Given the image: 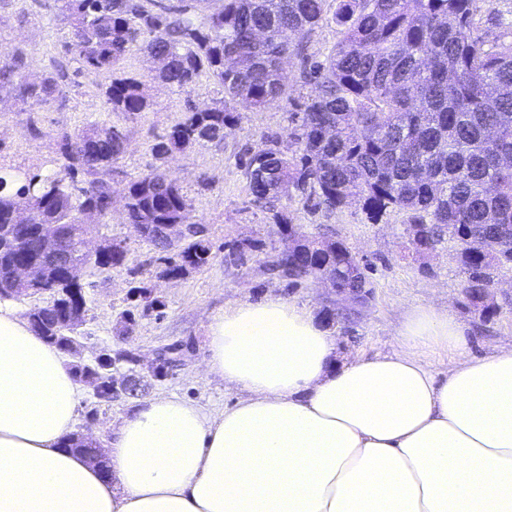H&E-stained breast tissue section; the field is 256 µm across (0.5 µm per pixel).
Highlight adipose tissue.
Instances as JSON below:
<instances>
[{"mask_svg":"<svg viewBox=\"0 0 512 512\" xmlns=\"http://www.w3.org/2000/svg\"><path fill=\"white\" fill-rule=\"evenodd\" d=\"M395 341L342 361L288 299L220 308L204 371L242 399L141 401L103 472L64 446L83 398L71 361L0 302V512H512V345L469 358L430 307Z\"/></svg>","mask_w":512,"mask_h":512,"instance_id":"1","label":"adipose tissue"}]
</instances>
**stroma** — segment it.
Here are the masks:
<instances>
[{"instance_id": "35a3bbf8", "label": "stroma", "mask_w": 512, "mask_h": 512, "mask_svg": "<svg viewBox=\"0 0 512 512\" xmlns=\"http://www.w3.org/2000/svg\"><path fill=\"white\" fill-rule=\"evenodd\" d=\"M65 36L53 14L37 0H0V50L23 54L26 78L38 80L53 72L65 57ZM336 41L335 28L316 27L304 40V53L287 59L284 73L291 86L287 97L261 110H241L239 121L226 129L222 144H199L165 160V167L192 202L193 221L207 226L213 244L209 265L177 279L161 276L158 250L126 223L124 194L131 182L154 165L153 143L182 119L187 102L202 107L211 103L214 93L209 82L200 80L187 92L149 79L151 105L132 119L106 111L101 96L106 78L93 72L72 77L63 104L40 112L22 111L10 90L0 91V164L51 175L63 163L59 152L63 134L74 135L104 122L121 127L126 135L125 154L99 173L112 184V212L90 239L94 245L107 238L121 242L125 260L109 270H82L80 281L89 312L71 358L88 364L104 351L132 352L136 363H117L115 376L135 370L148 379L146 396L175 394L220 412L240 394L204 373L205 327L213 311L244 299L280 296L321 320H327V312H337V319L327 322L343 359L392 351L396 329L421 306L454 317L468 338L471 355L487 356L512 342V286L496 284L497 314L487 320L479 317L466 305L465 276L448 247L418 259L409 257L408 226L398 212L371 224L355 203L332 213L297 198L278 206L300 233L343 241L356 253L373 287L366 304L337 300L327 285L316 280L292 288L266 273V261L291 247L293 239L276 224L272 212L252 205L241 158L245 152L265 148L270 138L287 141L295 102L315 91L303 73L311 62L324 60ZM234 244L244 248V263L225 262V248ZM139 290L153 299L152 308L136 299ZM171 344L180 347L177 363L166 377L152 379L151 365L159 348ZM138 403L135 397L99 402L92 385H85L75 431L103 442Z\"/></svg>"}]
</instances>
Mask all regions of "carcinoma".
<instances>
[{
  "label": "carcinoma",
  "mask_w": 512,
  "mask_h": 512,
  "mask_svg": "<svg viewBox=\"0 0 512 512\" xmlns=\"http://www.w3.org/2000/svg\"><path fill=\"white\" fill-rule=\"evenodd\" d=\"M54 18L67 30L65 53L78 70L108 76L102 90L108 111L134 117L149 108L144 80L122 70L131 45L140 43L152 78L190 90L201 76L219 97L203 109L190 103L183 119L151 147L161 160L204 141L221 142L237 122V105L266 107L288 94L277 60L299 50L304 34L320 24L337 27L339 40L307 78L314 95L290 113L289 150L275 140L245 160L255 205L274 212L298 192L329 212L356 201L378 222L398 211L406 216L415 256L448 244L466 274L469 307L482 318L496 307L482 302L501 273L512 272V40L491 43L475 22L476 0H53ZM23 58L0 51V89L10 88L33 112L65 98L68 69L39 81L23 77ZM126 152L117 126L97 125L61 137L60 171L41 175L0 173V301L27 292L9 280L13 268L41 262L42 225L59 224L60 250L87 265L86 214L105 222L112 183L97 177ZM192 204L177 180L155 167L125 194L126 223L142 229L191 223ZM145 240L171 256L160 258L175 277L207 265L212 243L193 231L176 246L150 234ZM125 259L109 242L92 266L109 269ZM292 286L335 278L340 288L371 283L342 241L296 234L293 253L268 263ZM52 300L29 311L43 337L79 328L70 314L88 311L78 283L62 267L48 268L33 285ZM112 357L102 354L76 374L112 401ZM66 447L99 461L95 442L78 436Z\"/></svg>",
  "instance_id": "carcinoma-1"
}]
</instances>
